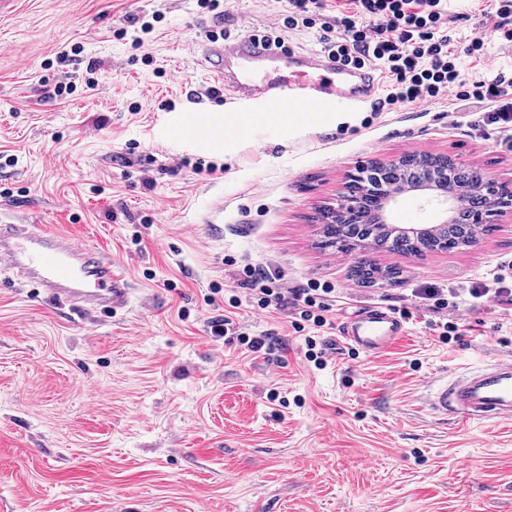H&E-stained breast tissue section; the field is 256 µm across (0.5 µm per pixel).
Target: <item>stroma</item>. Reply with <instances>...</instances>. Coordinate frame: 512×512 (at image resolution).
Returning a JSON list of instances; mask_svg holds the SVG:
<instances>
[{"mask_svg": "<svg viewBox=\"0 0 512 512\" xmlns=\"http://www.w3.org/2000/svg\"><path fill=\"white\" fill-rule=\"evenodd\" d=\"M284 8L12 0L0 13V221L105 249L133 288L125 314L85 315L0 271V512H512V420L464 424L429 407L438 380L512 355V306L462 307L471 329L445 344L425 297L512 260V219L461 251L338 260L313 221L356 164L408 150L511 180L512 134L443 104L280 124L257 103L219 148L182 137L196 111L214 125L224 116L196 54L208 32L263 30ZM139 16L154 30L136 51L118 32ZM65 47L76 55L63 66ZM64 73L76 90L61 99L44 80ZM161 98L174 109L157 110ZM149 153L150 189L138 173ZM184 155L219 170L178 168ZM363 256L395 279L359 283ZM241 264L291 290L335 285L325 368L306 360L288 311L230 309ZM370 302L412 317L389 350L350 355L335 327ZM227 313L277 334L273 352L213 340L209 321Z\"/></svg>", "mask_w": 512, "mask_h": 512, "instance_id": "35a3bbf8", "label": "stroma"}]
</instances>
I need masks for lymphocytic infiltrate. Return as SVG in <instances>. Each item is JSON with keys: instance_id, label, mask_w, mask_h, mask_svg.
I'll use <instances>...</instances> for the list:
<instances>
[{"instance_id": "1", "label": "lymphocytic infiltrate", "mask_w": 512, "mask_h": 512, "mask_svg": "<svg viewBox=\"0 0 512 512\" xmlns=\"http://www.w3.org/2000/svg\"><path fill=\"white\" fill-rule=\"evenodd\" d=\"M348 2L347 10L330 19L326 0H288L285 13L271 28L320 27L325 53L339 63L381 70L387 93L379 109L394 112L445 100L458 109L477 107L479 123L512 130V76L481 73L466 80L461 74L466 62L483 55L486 40L512 43V0H489L484 36L461 49L452 46L448 34V0ZM491 276L488 286L429 291L433 310L457 307L462 295L473 308L490 300L512 305V261L498 264ZM239 281L254 310H289L293 330L307 335L308 359L324 366L325 353L318 350L314 334L331 324V286L314 284L291 291L278 287L272 273L252 265L243 267Z\"/></svg>"}]
</instances>
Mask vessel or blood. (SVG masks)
Returning <instances> with one entry per match:
<instances>
[{"label": "vessel or blood", "mask_w": 512, "mask_h": 512, "mask_svg": "<svg viewBox=\"0 0 512 512\" xmlns=\"http://www.w3.org/2000/svg\"><path fill=\"white\" fill-rule=\"evenodd\" d=\"M201 55L230 111L259 102L281 123L299 112L363 105L379 89L375 69L347 67L320 52L274 49L255 32L231 43H208ZM2 265L18 279L36 284L48 300L76 310L118 313L131 303V281L119 261L38 226L0 224ZM338 334L347 346L376 355L403 336L404 319L387 306L365 304L340 325ZM432 408L465 421L512 419V358L498 359L442 387Z\"/></svg>", "instance_id": "vessel-or-blood-1"}]
</instances>
